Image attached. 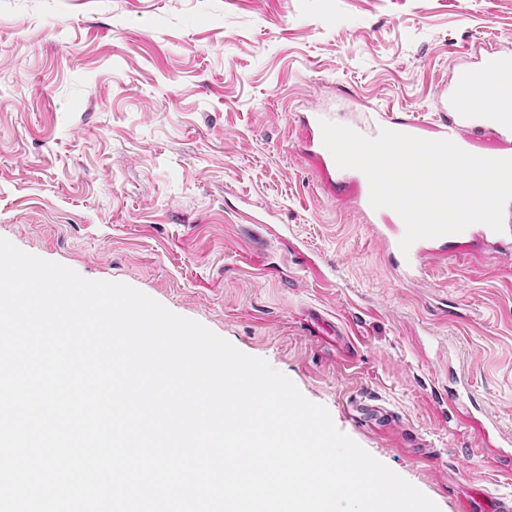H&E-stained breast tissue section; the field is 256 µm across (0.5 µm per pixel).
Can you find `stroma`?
Here are the masks:
<instances>
[{"mask_svg": "<svg viewBox=\"0 0 512 512\" xmlns=\"http://www.w3.org/2000/svg\"><path fill=\"white\" fill-rule=\"evenodd\" d=\"M477 41L512 47V0H0V238L267 360L440 512L512 493L448 414L462 367L512 432V255L472 241L400 280L293 122L329 102L433 120Z\"/></svg>", "mask_w": 512, "mask_h": 512, "instance_id": "35a3bbf8", "label": "stroma"}]
</instances>
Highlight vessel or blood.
Instances as JSON below:
<instances>
[{"label": "vessel or blood", "mask_w": 512, "mask_h": 512, "mask_svg": "<svg viewBox=\"0 0 512 512\" xmlns=\"http://www.w3.org/2000/svg\"><path fill=\"white\" fill-rule=\"evenodd\" d=\"M512 78V53L491 50L477 66L462 70L450 85L449 91L441 92L434 109L439 118L425 122L416 115L397 116L387 110L374 109L355 129L360 134L373 138L381 130L388 129L421 136L430 131L432 139H448L461 149H475L477 156L496 152L505 158L512 154V95L500 96L496 101L494 118H487L480 105L491 81ZM333 113L315 107L300 116L301 140L307 157L317 161L326 170V186L338 197L353 200L357 209L370 225L374 235L382 243L388 257L401 253L399 242L405 233L402 218L392 209L373 208L370 204V186L367 177L359 170H352L350 177L337 178L336 162L322 141L321 120H333ZM493 240L500 244L503 252H512V226L504 225L502 231L489 226L471 225L464 231L415 242L410 250V263L401 264L398 275L402 280L415 281L421 272V263L427 259H447L453 256L457 244L470 237ZM457 388L449 394L451 407L461 408L467 421L476 425L493 454L512 447V435L505 433L498 421L490 415L472 396L471 385L465 375L455 378ZM465 512H512V498L505 496L487 497L485 490H477Z\"/></svg>", "instance_id": "1"}]
</instances>
